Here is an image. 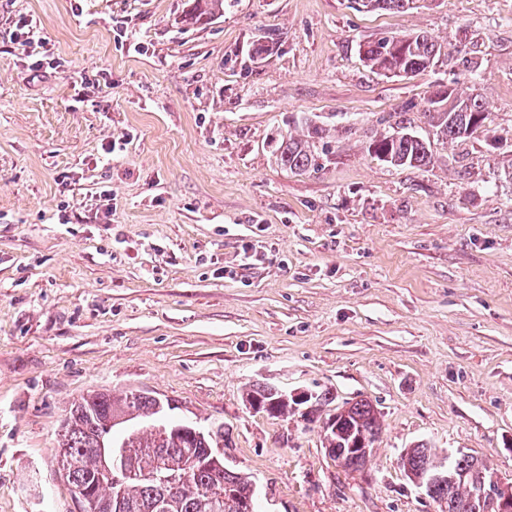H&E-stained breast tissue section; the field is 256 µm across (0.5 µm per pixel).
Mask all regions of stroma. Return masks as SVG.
Listing matches in <instances>:
<instances>
[{"label": "stroma", "mask_w": 512, "mask_h": 512, "mask_svg": "<svg viewBox=\"0 0 512 512\" xmlns=\"http://www.w3.org/2000/svg\"><path fill=\"white\" fill-rule=\"evenodd\" d=\"M188 5L0 0V512H76L58 433L90 392L222 428L263 512H439L402 467L421 441L512 475V0ZM415 32L445 49L424 72L359 57ZM448 88L488 112L455 143L424 116ZM399 126L427 167L369 154ZM255 383L330 393L322 419L370 401L365 469L252 410ZM224 2L226 0H193L184 22L189 25H202L216 16H222ZM308 142L301 139L283 138L278 149V161L282 168L289 171H306L312 166L313 155Z\"/></svg>", "instance_id": "1"}]
</instances>
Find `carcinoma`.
<instances>
[{
    "label": "carcinoma",
    "instance_id": "carcinoma-1",
    "mask_svg": "<svg viewBox=\"0 0 512 512\" xmlns=\"http://www.w3.org/2000/svg\"><path fill=\"white\" fill-rule=\"evenodd\" d=\"M226 0H192L185 14V23L202 25L216 16L224 15ZM416 0H364L367 9L402 11L413 8ZM359 54L367 65L381 74L413 75L434 65L442 54V45L425 32L411 35H388L367 41L359 46ZM486 109L475 96L463 97L452 89L439 90L427 99L426 118L436 134L443 140L469 137L484 126L481 119ZM370 154L394 167L422 168L430 164L432 153L428 143L414 133L400 128L380 136L368 147ZM281 167L289 171H306L312 166L313 155L308 142L293 137L282 139L277 149ZM258 400L276 410V416L288 414V404L280 401L278 389L253 384L245 393V401ZM330 401L328 393L316 392L307 402L308 421L320 416L322 407ZM156 398L144 392L138 396L129 392L116 398L106 393H89L74 403L67 418L66 431L60 444V461L69 469L68 486L75 494L86 486L96 474L98 458L97 419L109 414H122L130 409L142 417L154 415ZM365 433L379 437V412L367 401L350 404L339 432L332 433L335 447H342L344 436ZM127 454L129 466L140 477L119 488L101 484L97 488L99 512H155L154 505L160 495L159 483L152 475L165 469L175 473L178 481L171 491L169 512H243V507L255 498L251 481L245 475L227 470L216 475L207 465L209 449L214 447L211 434L200 436H168L158 432L133 434ZM160 452H154V449ZM409 460L415 468L433 472L442 467L437 449L421 443L411 450ZM460 478L448 497H436L441 512H464L473 485L484 472L492 471L482 459L460 455L454 461Z\"/></svg>",
    "mask_w": 512,
    "mask_h": 512
}]
</instances>
